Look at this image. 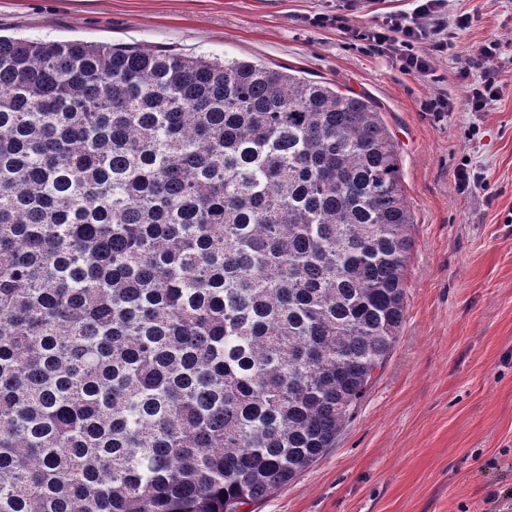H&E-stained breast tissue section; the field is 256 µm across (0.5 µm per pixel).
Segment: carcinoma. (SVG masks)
Returning a JSON list of instances; mask_svg holds the SVG:
<instances>
[{
    "label": "carcinoma",
    "instance_id": "obj_1",
    "mask_svg": "<svg viewBox=\"0 0 512 512\" xmlns=\"http://www.w3.org/2000/svg\"><path fill=\"white\" fill-rule=\"evenodd\" d=\"M412 224L364 94L0 36V512H248L392 351Z\"/></svg>",
    "mask_w": 512,
    "mask_h": 512
}]
</instances>
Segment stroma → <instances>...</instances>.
Returning a JSON list of instances; mask_svg holds the SVG:
<instances>
[{
	"instance_id": "obj_1",
	"label": "stroma",
	"mask_w": 512,
	"mask_h": 512,
	"mask_svg": "<svg viewBox=\"0 0 512 512\" xmlns=\"http://www.w3.org/2000/svg\"><path fill=\"white\" fill-rule=\"evenodd\" d=\"M339 0H0V33L249 59L368 95L399 150L413 214L398 339L333 448L252 512H512V0L477 10L429 75L315 25ZM498 40L500 98L466 96L472 46ZM482 181L460 192L462 163Z\"/></svg>"
}]
</instances>
